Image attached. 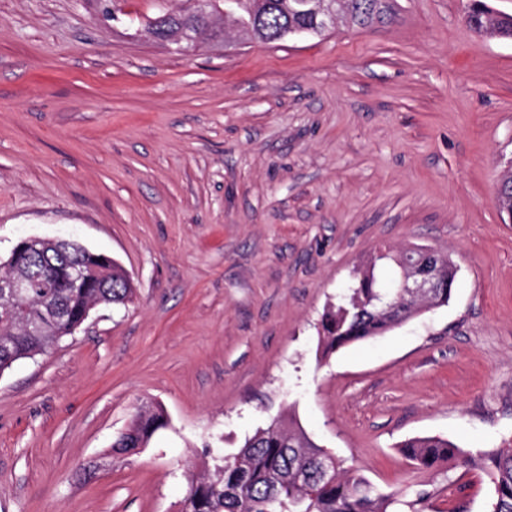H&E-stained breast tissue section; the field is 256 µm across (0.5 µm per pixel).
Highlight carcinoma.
<instances>
[{
  "label": "carcinoma",
  "instance_id": "obj_1",
  "mask_svg": "<svg viewBox=\"0 0 512 512\" xmlns=\"http://www.w3.org/2000/svg\"><path fill=\"white\" fill-rule=\"evenodd\" d=\"M282 0H244L238 24L253 30L263 43L278 41L290 26H312L314 18L302 11H285ZM342 22L362 27L386 24L395 15V0H345ZM477 34L512 39V20L488 9L475 8L467 21ZM497 190L499 209L512 208V169L502 175ZM400 256L382 253L363 271L355 287L347 289L324 313L319 348L326 356L351 343L382 336L420 313L415 301L397 302L396 289L380 288L376 261ZM437 263L447 287L435 296V306L448 304L455 268L445 254ZM76 265L90 274L86 285L46 273L49 265ZM12 274L30 284L26 295H0V368L8 369L31 352L51 347L76 330L97 305L124 306L133 288L124 268L109 257L82 246L59 244L28 253ZM166 425L158 409H141L112 448L134 451L147 445ZM418 468L429 470L450 461H471L456 444L439 437L413 438L401 446ZM480 461L491 475V512H512V448H498ZM330 473H325L324 468ZM394 495L377 488L342 460L315 443L293 420L276 419L246 439L237 453L215 459L213 471L187 476L181 512H390Z\"/></svg>",
  "mask_w": 512,
  "mask_h": 512
}]
</instances>
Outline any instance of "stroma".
Here are the masks:
<instances>
[{"label":"stroma","instance_id":"1","mask_svg":"<svg viewBox=\"0 0 512 512\" xmlns=\"http://www.w3.org/2000/svg\"><path fill=\"white\" fill-rule=\"evenodd\" d=\"M183 59L132 26L182 0H0V263L23 238L112 257L134 294L0 374V512H177L190 470L293 416L395 512H488L440 437L512 444V40L468 0ZM447 253L448 305L329 356L318 326L381 251ZM161 406L146 448L113 452ZM469 27L477 34L497 39H512L511 18H501L496 13L476 7L467 21ZM404 456L419 469L429 470L456 461L466 465L471 461L456 444L439 437L413 438L401 446Z\"/></svg>","mask_w":512,"mask_h":512}]
</instances>
